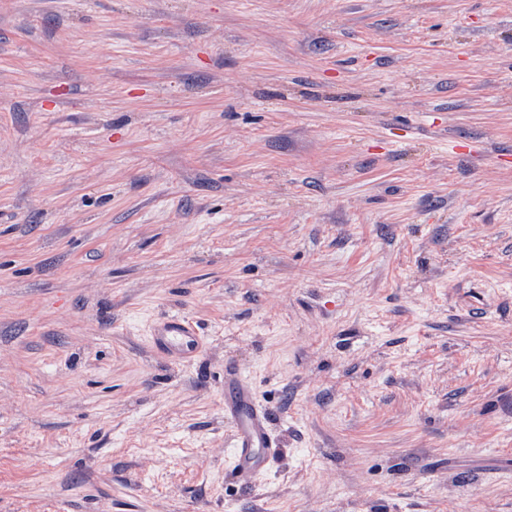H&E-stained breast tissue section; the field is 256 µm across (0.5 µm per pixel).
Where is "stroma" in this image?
<instances>
[{
    "instance_id": "obj_1",
    "label": "stroma",
    "mask_w": 512,
    "mask_h": 512,
    "mask_svg": "<svg viewBox=\"0 0 512 512\" xmlns=\"http://www.w3.org/2000/svg\"><path fill=\"white\" fill-rule=\"evenodd\" d=\"M0 512H512V0H0ZM153 348L175 363H191L202 351L205 336L188 319L171 316L158 321L150 331ZM224 419L233 427L232 472L246 487L254 485L277 452L266 410L252 395L251 381L233 363L224 365Z\"/></svg>"
}]
</instances>
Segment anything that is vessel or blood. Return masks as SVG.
I'll use <instances>...</instances> for the list:
<instances>
[{
	"label": "vessel or blood",
	"mask_w": 512,
	"mask_h": 512,
	"mask_svg": "<svg viewBox=\"0 0 512 512\" xmlns=\"http://www.w3.org/2000/svg\"><path fill=\"white\" fill-rule=\"evenodd\" d=\"M150 341L158 353L176 363L193 362L205 344L196 326L179 316L158 321L150 331ZM224 418L233 427V475L241 485L252 486L278 449L267 412L252 395L250 380L230 362L224 365Z\"/></svg>",
	"instance_id": "obj_1"
}]
</instances>
